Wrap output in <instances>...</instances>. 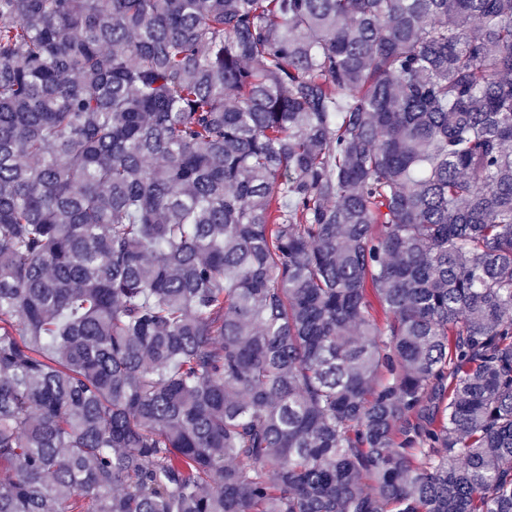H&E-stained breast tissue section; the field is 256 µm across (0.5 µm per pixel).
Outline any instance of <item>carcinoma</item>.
Listing matches in <instances>:
<instances>
[{
  "mask_svg": "<svg viewBox=\"0 0 512 512\" xmlns=\"http://www.w3.org/2000/svg\"><path fill=\"white\" fill-rule=\"evenodd\" d=\"M0 512H512V0H0Z\"/></svg>",
  "mask_w": 512,
  "mask_h": 512,
  "instance_id": "carcinoma-1",
  "label": "carcinoma"
}]
</instances>
